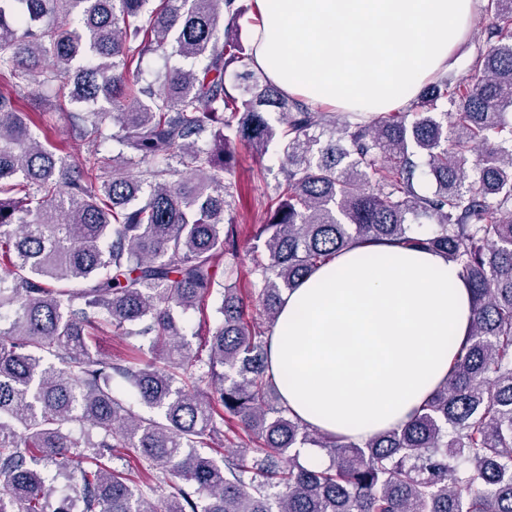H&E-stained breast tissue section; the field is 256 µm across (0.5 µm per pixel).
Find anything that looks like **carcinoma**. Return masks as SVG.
Segmentation results:
<instances>
[{
    "instance_id": "cac0c4a2",
    "label": "carcinoma",
    "mask_w": 512,
    "mask_h": 512,
    "mask_svg": "<svg viewBox=\"0 0 512 512\" xmlns=\"http://www.w3.org/2000/svg\"><path fill=\"white\" fill-rule=\"evenodd\" d=\"M484 11L468 76L363 122L254 70L239 0H0V512H68L58 478L81 512H512V0ZM147 54L200 66L142 81ZM32 85L86 104L85 156L32 134ZM239 144L283 174L245 271ZM356 243L438 253L475 301L448 379L360 443L290 415L268 363L283 295ZM216 287L202 357L178 313Z\"/></svg>"
}]
</instances>
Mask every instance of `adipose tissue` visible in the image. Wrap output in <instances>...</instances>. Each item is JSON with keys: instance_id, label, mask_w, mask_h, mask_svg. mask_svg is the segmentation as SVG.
<instances>
[{"instance_id": "obj_1", "label": "adipose tissue", "mask_w": 512, "mask_h": 512, "mask_svg": "<svg viewBox=\"0 0 512 512\" xmlns=\"http://www.w3.org/2000/svg\"><path fill=\"white\" fill-rule=\"evenodd\" d=\"M477 0H255L252 66L283 93L370 118L446 71ZM473 298L459 265L353 245L285 294L274 384L319 433L364 441L409 422L447 379Z\"/></svg>"}]
</instances>
